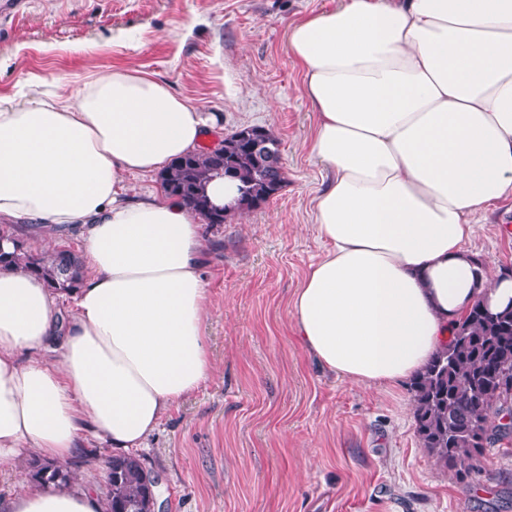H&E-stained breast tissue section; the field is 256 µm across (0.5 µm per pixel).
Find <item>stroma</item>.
<instances>
[{
  "instance_id": "stroma-1",
  "label": "stroma",
  "mask_w": 512,
  "mask_h": 512,
  "mask_svg": "<svg viewBox=\"0 0 512 512\" xmlns=\"http://www.w3.org/2000/svg\"><path fill=\"white\" fill-rule=\"evenodd\" d=\"M335 5L27 0L0 21V97L31 77L73 90L134 67L214 114V136L258 125L279 141L278 196L201 227L214 372L135 451L165 512H512V442L459 483L419 444L409 381L349 383L293 331L291 300L327 249L312 199L330 174L310 153L314 111L288 31ZM470 248L491 270L512 265V195L479 214ZM110 454L88 437L68 467L99 491Z\"/></svg>"
}]
</instances>
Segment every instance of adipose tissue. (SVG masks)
Listing matches in <instances>:
<instances>
[{
  "label": "adipose tissue",
  "mask_w": 512,
  "mask_h": 512,
  "mask_svg": "<svg viewBox=\"0 0 512 512\" xmlns=\"http://www.w3.org/2000/svg\"><path fill=\"white\" fill-rule=\"evenodd\" d=\"M332 177L313 198L327 250L291 313L321 366L365 387L422 368L476 300L512 306L478 265L475 217L512 194V0H340L289 28ZM0 98V223L77 236L71 293L0 268V466L60 464L83 434L130 451L214 372L201 219L128 180L209 137L199 105L136 68L71 94ZM78 480L22 483L0 512H104Z\"/></svg>",
  "instance_id": "adipose-tissue-1"
}]
</instances>
